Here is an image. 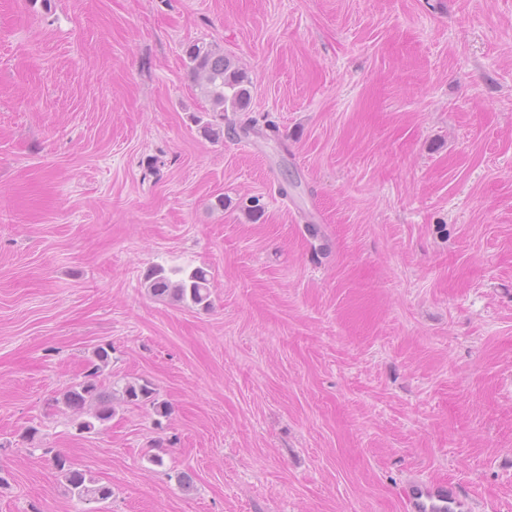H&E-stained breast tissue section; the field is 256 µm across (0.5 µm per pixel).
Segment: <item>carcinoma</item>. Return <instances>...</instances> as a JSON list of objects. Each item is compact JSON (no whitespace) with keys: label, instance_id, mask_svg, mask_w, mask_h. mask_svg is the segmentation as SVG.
I'll list each match as a JSON object with an SVG mask.
<instances>
[{"label":"carcinoma","instance_id":"obj_1","mask_svg":"<svg viewBox=\"0 0 512 512\" xmlns=\"http://www.w3.org/2000/svg\"><path fill=\"white\" fill-rule=\"evenodd\" d=\"M186 65L194 82L212 103V111L224 113L237 110L250 97L248 79L232 67L231 61L218 48L191 43L185 50ZM147 291L157 299L190 302L196 306H210L211 278L204 267H196L174 279L161 266L151 269L145 276ZM112 359V346H99L92 353L90 369L83 379L67 387L57 403L64 409L82 416L77 422L81 432L100 430L116 413L114 392L107 390L100 376ZM120 402L138 405L150 403L154 413L169 416V404L159 398L149 383L129 382L119 391ZM56 467L64 478L68 491L80 502L103 503L112 499V486L102 484L86 471L76 467L67 458L55 457Z\"/></svg>","mask_w":512,"mask_h":512}]
</instances>
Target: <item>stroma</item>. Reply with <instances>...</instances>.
Instances as JSON below:
<instances>
[{"label":"stroma","mask_w":512,"mask_h":512,"mask_svg":"<svg viewBox=\"0 0 512 512\" xmlns=\"http://www.w3.org/2000/svg\"><path fill=\"white\" fill-rule=\"evenodd\" d=\"M107 344L163 426L55 406ZM57 454L99 512H512V0H0V512H81ZM186 65L194 82L212 103V112L232 111L243 107L250 97L249 83L244 73L233 68L224 51L199 43H191L185 50ZM145 283L148 293L157 299L191 302L203 308L211 304V278L204 267H196L173 279L165 268L156 266L146 274ZM119 400L124 404L138 405L149 402L154 413L162 418L169 416V404L163 399H159L155 389L148 382L138 383L129 382L118 392ZM55 464L64 478L68 491L80 502L103 503L112 499V487L102 484L86 471L75 467L64 456L56 455ZM408 496L414 512H423L433 501L456 499L455 491L446 486H413Z\"/></svg>","instance_id":"1"}]
</instances>
